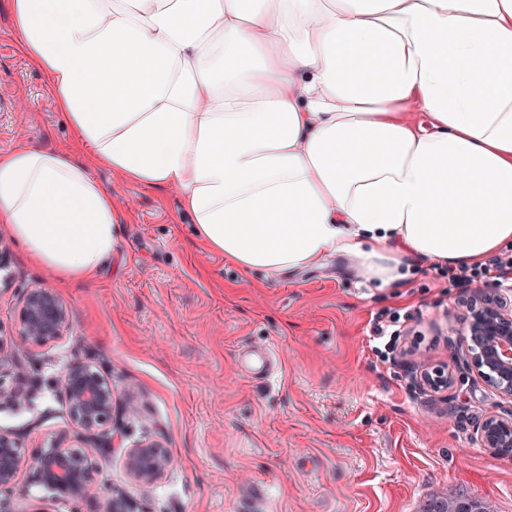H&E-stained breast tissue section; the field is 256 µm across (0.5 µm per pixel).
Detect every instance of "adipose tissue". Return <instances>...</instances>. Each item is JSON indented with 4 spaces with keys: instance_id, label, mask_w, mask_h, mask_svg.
Masks as SVG:
<instances>
[{
    "instance_id": "1",
    "label": "adipose tissue",
    "mask_w": 512,
    "mask_h": 512,
    "mask_svg": "<svg viewBox=\"0 0 512 512\" xmlns=\"http://www.w3.org/2000/svg\"><path fill=\"white\" fill-rule=\"evenodd\" d=\"M82 155L0 154V232L63 281L117 247L105 168L246 271L378 288L512 244V0H9ZM423 112L420 123L413 112Z\"/></svg>"
}]
</instances>
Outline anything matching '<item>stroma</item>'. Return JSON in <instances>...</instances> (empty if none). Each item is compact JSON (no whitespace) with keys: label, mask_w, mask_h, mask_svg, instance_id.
Listing matches in <instances>:
<instances>
[{"label":"stroma","mask_w":512,"mask_h":512,"mask_svg":"<svg viewBox=\"0 0 512 512\" xmlns=\"http://www.w3.org/2000/svg\"><path fill=\"white\" fill-rule=\"evenodd\" d=\"M0 153L22 146L81 152L57 112L48 77L24 58L0 0ZM120 213L119 246L96 278L61 282L0 235V329L14 333L19 293L56 289L70 334L40 349L44 383L33 408L0 409V428L21 433L26 454L70 429L49 383L78 360L112 383L123 446L98 475V502L55 499L30 488L14 512L44 500L48 512H110L121 490L130 512H418L434 494L465 495L512 512V457L472 438L496 398L463 366L443 392L420 389L423 362H449L460 288L423 265L398 288L358 284L345 260L302 271L246 272L194 236L174 193L146 190L98 170ZM396 310L416 355L380 362L369 346L375 313ZM272 348L279 370L254 373L244 355ZM160 441L171 466L152 485L132 482L127 446Z\"/></svg>","instance_id":"35a3bbf8"}]
</instances>
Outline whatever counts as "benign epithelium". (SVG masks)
Here are the masks:
<instances>
[{
  "label": "benign epithelium",
  "instance_id": "benign-epithelium-1",
  "mask_svg": "<svg viewBox=\"0 0 512 512\" xmlns=\"http://www.w3.org/2000/svg\"><path fill=\"white\" fill-rule=\"evenodd\" d=\"M462 311L458 332L461 355L452 363L424 364L417 384L433 392L455 384L453 364L463 361L466 369L501 402L512 404V289L499 283L484 284L458 302ZM19 335L26 352L32 354L69 331V309L51 288H25L18 310ZM13 375L16 386L0 380V408L20 410L30 406L38 383L21 360L18 350L0 338V374ZM52 387L69 407L72 428L80 444H70L67 432L48 440L28 457L21 436L0 430V512H9L8 497L21 490L20 475L28 472V484L42 487L73 501L98 498L96 474L112 455L115 441L124 438L113 413L112 382L89 365L74 363L61 370ZM473 438L482 448L498 456L512 448V409L489 410L475 422ZM123 465L130 479L152 485L164 478L171 465L168 449L159 441L135 444L126 449Z\"/></svg>",
  "mask_w": 512,
  "mask_h": 512
}]
</instances>
